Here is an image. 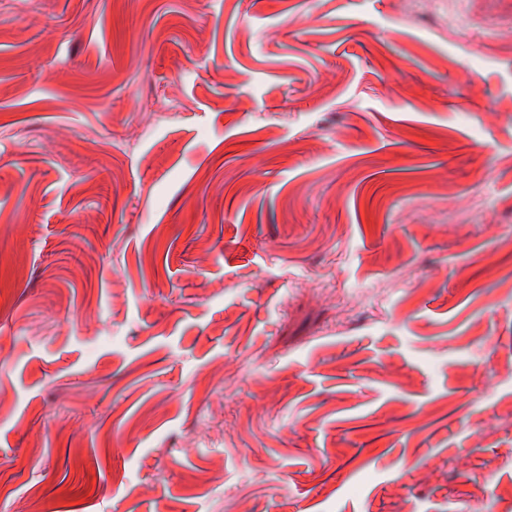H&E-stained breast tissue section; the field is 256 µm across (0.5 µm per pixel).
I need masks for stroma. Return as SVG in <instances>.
<instances>
[{
  "label": "stroma",
  "instance_id": "obj_1",
  "mask_svg": "<svg viewBox=\"0 0 512 512\" xmlns=\"http://www.w3.org/2000/svg\"><path fill=\"white\" fill-rule=\"evenodd\" d=\"M512 0H0V512H512Z\"/></svg>",
  "mask_w": 512,
  "mask_h": 512
}]
</instances>
